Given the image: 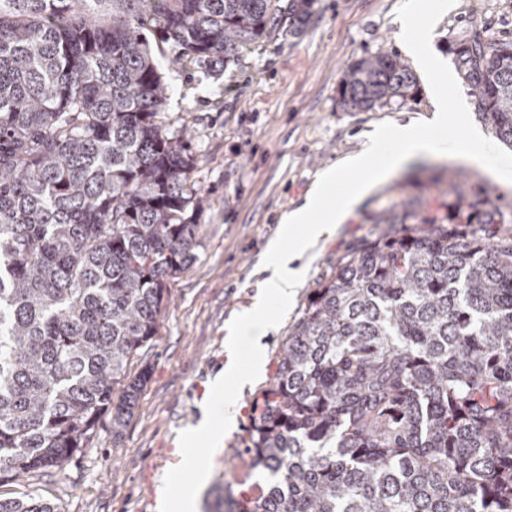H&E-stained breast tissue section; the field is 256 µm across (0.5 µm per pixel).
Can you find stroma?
<instances>
[{
	"label": "stroma",
	"instance_id": "stroma-1",
	"mask_svg": "<svg viewBox=\"0 0 512 512\" xmlns=\"http://www.w3.org/2000/svg\"><path fill=\"white\" fill-rule=\"evenodd\" d=\"M437 24L434 42L447 66H454L448 42L474 25L512 39V0H455ZM403 0H316L300 34L279 31L243 48L211 73L187 62L169 65L159 57L171 87L165 120L170 131L189 129L194 159L191 177L206 202L198 213L195 259L168 282L153 341L128 364L130 376L147 372L133 417L120 434L112 416H101L89 448L64 469H46L0 483V498L32 492L57 512H159L160 490L181 438L209 406L211 424L223 429L232 412L237 429L220 455L207 459V483L199 501L216 495L253 496L259 473L248 452L253 408L273 381L286 338L307 298L330 279L336 265L360 240L378 229L376 214L392 204L424 202L439 212V193L456 170L469 190L488 187L512 205V149L502 145L474 107L449 110L435 134L443 149L480 135L472 149L482 167L460 159H419L378 186L313 252L295 295L282 302L265 298L266 246L280 231L284 213L300 208L325 169L365 149L378 127L414 122L433 114L429 77L416 71L418 92L398 104L369 112H349L337 87L346 67L362 55L390 48L403 52ZM469 138V137H468ZM265 299L278 325L263 340L264 375L225 405L210 390L228 360L230 328L257 299Z\"/></svg>",
	"mask_w": 512,
	"mask_h": 512
}]
</instances>
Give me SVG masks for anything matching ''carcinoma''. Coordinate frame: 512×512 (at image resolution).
Segmentation results:
<instances>
[{
	"mask_svg": "<svg viewBox=\"0 0 512 512\" xmlns=\"http://www.w3.org/2000/svg\"><path fill=\"white\" fill-rule=\"evenodd\" d=\"M87 2L0 0V480L63 467L105 413L126 425L147 378L128 361L195 257L204 197L150 40L172 65L222 64L301 31L315 0H96L98 17ZM451 52L512 147V39L478 26ZM415 85L381 49L338 94L368 112ZM448 196L441 218L383 210L387 228L311 292L254 408L265 486L215 512H512V213L488 189L468 200L451 168Z\"/></svg>",
	"mask_w": 512,
	"mask_h": 512,
	"instance_id": "carcinoma-1",
	"label": "carcinoma"
}]
</instances>
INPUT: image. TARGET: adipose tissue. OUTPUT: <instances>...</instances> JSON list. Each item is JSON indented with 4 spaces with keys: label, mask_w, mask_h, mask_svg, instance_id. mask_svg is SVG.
Here are the masks:
<instances>
[{
    "label": "adipose tissue",
    "mask_w": 512,
    "mask_h": 512,
    "mask_svg": "<svg viewBox=\"0 0 512 512\" xmlns=\"http://www.w3.org/2000/svg\"><path fill=\"white\" fill-rule=\"evenodd\" d=\"M453 6L452 0H410L401 22V31L406 46L420 68L430 76L433 96L438 102L447 100V82L441 66L434 58L431 33L435 19L447 14ZM373 145L346 157L337 166L325 170L309 192L306 203L291 211L282 220L280 234L269 242L267 251L270 262L269 276L265 281L268 296L288 300L304 277L308 260L321 240L330 238L336 225L344 223L359 203L378 185L386 182L411 159L419 156H434L440 151V143L424 128L411 124L397 125L376 130L372 135ZM391 141L395 148L386 152L379 150V143ZM343 186L340 200H333L331 192ZM241 321L257 338L252 345V361L241 367L235 359H228L222 378L212 384L214 395L223 397L225 403H233L237 389L253 383L262 370V347L259 339L276 330L275 320L265 314L264 301H257L244 311ZM232 381V390H225V381ZM235 430L233 416H225L223 429H213L208 420H201L197 432L184 436V451L179 462L167 476L171 500L175 512H197V499L193 493L180 490L185 472H193L196 481H204L206 467L202 466L195 449L198 433H205V444L209 455H217L224 447L225 437Z\"/></svg>",
    "instance_id": "1"
}]
</instances>
